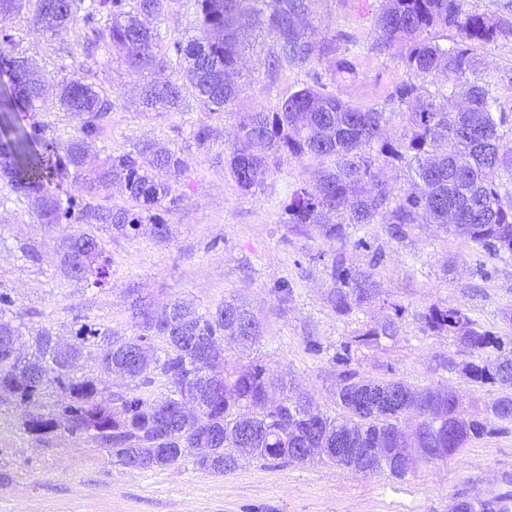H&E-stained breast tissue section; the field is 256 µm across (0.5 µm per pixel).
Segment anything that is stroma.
<instances>
[{
  "label": "stroma",
  "instance_id": "obj_1",
  "mask_svg": "<svg viewBox=\"0 0 512 512\" xmlns=\"http://www.w3.org/2000/svg\"><path fill=\"white\" fill-rule=\"evenodd\" d=\"M381 0H317L314 23L321 32L363 37L370 32ZM18 49L55 82L74 70L112 101L103 132L87 159L96 167L133 144L155 140L179 150L189 162L180 196L162 216L167 240L149 231L123 236L96 224H41L26 200L0 180V293L11 299L9 314L24 328L47 327L67 336L76 318L126 335L138 331L130 305L134 295L154 307L181 298L199 309H213L237 298L252 309L264 327L259 342L242 350L228 344L224 357L242 366L260 362L290 389L309 394L324 411L336 412V366L332 357L341 343L390 315L402 313L394 339L360 349L354 366L376 380H403L416 387L450 389L471 414L501 393L476 385L463 366L473 355L454 337L424 332L419 316L430 306L464 310L482 329L512 336V257L489 258L463 238L432 224L411 226L403 239L392 238L385 225H351L345 240H330L322 227L291 228L279 221L277 196L291 185H309L318 165L285 161L272 178L278 193L242 192L228 172V136L235 118L204 110L186 93L181 111L142 114L131 104L139 73L108 61L95 47L91 24L76 21L67 34L49 39L29 31L24 17L7 23ZM243 60L252 74L238 109L274 107L306 82L305 72L273 76L255 73L269 41L259 30L242 37ZM488 73L499 75L494 92L512 113V39L485 51ZM360 77L339 82L336 92L367 108L388 103L405 78L398 55L363 54ZM205 124L212 130L208 151H197L190 133ZM80 123L47 99L35 112L12 113L0 123V138L10 129L37 132L41 143L62 152L79 133ZM88 232L102 239L112 258V279L95 288L68 278L62 267V238ZM366 246H358V239ZM33 245L40 259L27 261L23 247ZM347 266L372 270L375 296L347 315L330 303L329 276L334 255ZM287 281L289 300L274 293ZM317 340L321 353L308 351ZM25 410L0 393V512H453L463 497L489 499L512 489V430L471 442L444 462L422 463L403 478L385 472L362 473L331 463L250 462L224 475L204 472L187 456L150 471L123 465L89 440L57 433L37 437L23 427Z\"/></svg>",
  "mask_w": 512,
  "mask_h": 512
}]
</instances>
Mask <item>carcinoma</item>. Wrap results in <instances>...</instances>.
<instances>
[{"label": "carcinoma", "mask_w": 512, "mask_h": 512, "mask_svg": "<svg viewBox=\"0 0 512 512\" xmlns=\"http://www.w3.org/2000/svg\"><path fill=\"white\" fill-rule=\"evenodd\" d=\"M26 2L34 6L28 26L45 37L63 36L80 12L87 22L100 24L97 33L107 53L144 75L138 111H180L188 82L203 109L234 113L228 169L241 190L274 188L267 180L286 158L334 159L333 167L316 170L314 188L288 192L281 223L324 224L328 235L340 238L345 224L380 222L395 239L403 238L411 224H439L491 256L512 255V137L504 131L512 118L494 95L480 53L512 39V23L469 9L466 0H382L367 51L382 55L401 46L407 74L391 96L404 120L402 132L392 137L388 126L394 111L360 108L329 90L359 76L354 48L360 40L323 35L313 20L315 0H196L197 35L176 39L172 56L163 51L160 32L146 25L172 0H0V22L12 21ZM437 27L453 31L451 45L429 38ZM256 28L271 41L258 68L269 75L304 69L311 83L273 108L238 112L243 86L234 75L242 63L240 35ZM326 58L333 60L332 68L321 72L318 66ZM3 67L12 73L3 101L32 111L52 87L61 110L80 121V134L53 158L38 153L33 135L24 130L0 142V176L30 200L41 223L99 224L122 235L148 224L154 237L167 238L160 211L188 170L182 153L147 140L88 171L87 156L112 101L76 72L46 84L7 34L0 37ZM396 163L407 172V186L399 190L375 172L380 164ZM69 177L88 195L118 184L132 205L86 204L75 212L50 190L52 181ZM61 252L64 272L78 282L101 286L112 275L103 242L94 234L70 236ZM330 278L338 313L349 312L377 287L373 273L347 267L339 256L332 258ZM9 304L10 298L0 294V344L22 336L21 327L6 317ZM131 311L139 329L134 337L85 319L74 322L66 356L56 351L55 335L47 327L32 334L33 351L26 356L11 360L0 348V392L26 409L23 426L29 434L43 437L61 428L144 471L203 448L196 465L221 475L237 470L243 459L306 464L325 458L339 465L333 451L337 439L379 440L385 451L372 471L402 478L390 449L405 436L401 421L408 413L418 416L417 441L405 450L425 463L444 460L491 433L484 418L468 414L451 391L372 381L351 367L356 350L397 334L392 317L343 343L333 355L341 412L332 416L311 396L288 394L284 383L282 397L271 400L275 379L259 362L227 368L224 341L246 346L263 336L262 323L236 302L226 300L215 311L200 313L174 299L156 313L137 296ZM421 321L426 330L452 336L472 352L475 360L463 368L464 375L476 385L500 387L501 395L485 404V413L512 425V365L500 359L512 353V339L476 327L455 307L432 306ZM90 348L110 354L109 370L142 386L165 379L168 393L153 400L134 389L114 392L103 381L79 374V362ZM213 374L223 377L224 391L209 394L206 379ZM51 392L63 394L65 401L55 404L54 412L42 413L39 408ZM179 399L202 413L174 427L164 419ZM454 512H512V493L466 498Z\"/></svg>", "instance_id": "1"}]
</instances>
